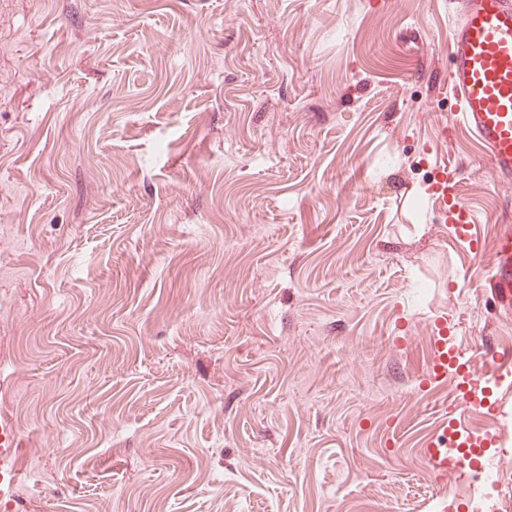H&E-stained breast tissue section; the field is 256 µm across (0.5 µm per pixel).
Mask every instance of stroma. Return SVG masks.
Segmentation results:
<instances>
[{
  "label": "stroma",
  "mask_w": 512,
  "mask_h": 512,
  "mask_svg": "<svg viewBox=\"0 0 512 512\" xmlns=\"http://www.w3.org/2000/svg\"><path fill=\"white\" fill-rule=\"evenodd\" d=\"M449 0H0V425L21 512H436L432 319L512 348V184L459 122ZM512 451V395L462 416ZM464 168L439 163L428 190L438 205L439 215L470 249L478 250L481 239L476 231V217L461 194ZM495 263L483 275L482 288L496 308L512 307V224H501L493 243Z\"/></svg>",
  "instance_id": "obj_1"
}]
</instances>
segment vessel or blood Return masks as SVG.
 Returning a JSON list of instances; mask_svg holds the SVG:
<instances>
[{
    "label": "vessel or blood",
    "instance_id": "1",
    "mask_svg": "<svg viewBox=\"0 0 512 512\" xmlns=\"http://www.w3.org/2000/svg\"><path fill=\"white\" fill-rule=\"evenodd\" d=\"M455 21L448 31V83L463 123L491 159L497 182H512V0H452ZM464 169L439 163L428 190L445 224L469 247H480L476 217L461 194ZM495 263L483 275L482 286L494 306L512 307V224L501 225L493 243ZM456 325L447 318L434 320L435 339L426 384L446 381L464 355L455 346ZM468 387L444 410L441 426L423 444L422 454L440 481L470 466L466 456L449 457V441L469 447L498 446L501 437L490 431L470 433L463 413L475 406L484 389L512 385V353L490 352L481 372L468 373ZM18 436L13 428L0 429V505L10 506L22 472L16 464Z\"/></svg>",
    "mask_w": 512,
    "mask_h": 512
}]
</instances>
